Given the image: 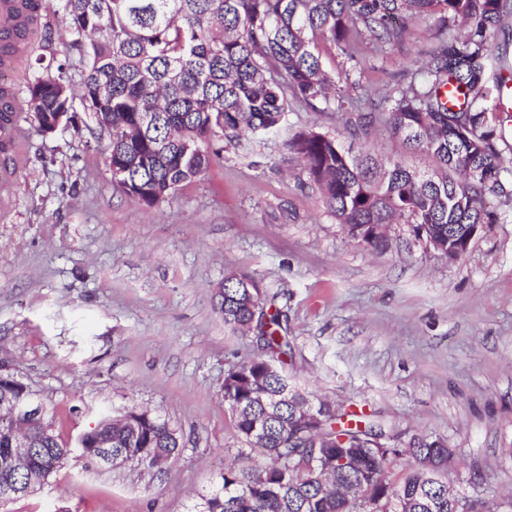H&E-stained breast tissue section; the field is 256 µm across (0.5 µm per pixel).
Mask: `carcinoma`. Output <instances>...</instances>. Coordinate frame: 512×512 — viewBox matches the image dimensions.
<instances>
[{"instance_id": "cac0c4a2", "label": "carcinoma", "mask_w": 512, "mask_h": 512, "mask_svg": "<svg viewBox=\"0 0 512 512\" xmlns=\"http://www.w3.org/2000/svg\"><path fill=\"white\" fill-rule=\"evenodd\" d=\"M73 34L87 40L81 93L49 74L28 85L27 106L47 123L75 111L80 100L100 127L112 125V167L137 169L118 183L147 207L173 197L209 166L213 142L269 136L282 127L295 102L320 112L357 113L353 134L377 124L411 150L431 155L435 168L395 162L383 168L353 154L338 136L294 135L288 150L301 160L326 209L354 240L388 248V224H406L414 239L448 255V238L463 239L470 224H497L485 209L493 195L512 206V160H504V122L512 121V56L508 19L512 0H65ZM434 24V45L415 69L405 70L385 93L353 97L366 52L404 44L410 23ZM343 59L334 75L320 44ZM17 120L8 91L0 89V124ZM224 325L252 330L261 354L224 377V403L244 441L261 451L250 469L228 467L190 512H455L448 492L425 489L413 465L392 485L385 468L390 447L377 456L366 442L386 435L380 424L352 421L355 413L313 398L283 371L287 328L267 314L257 292L241 279H224L215 293ZM302 408L319 413L309 429L296 421ZM132 422L102 421L97 435L115 456L174 458L180 437L169 424L137 408ZM45 414L26 425L38 476L49 478L66 446ZM431 441L413 435L405 446L417 460ZM8 444L0 435V491L7 501L35 493L31 472H5ZM340 455L352 464L340 472L347 490L364 485L375 507L322 487L313 453Z\"/></svg>"}]
</instances>
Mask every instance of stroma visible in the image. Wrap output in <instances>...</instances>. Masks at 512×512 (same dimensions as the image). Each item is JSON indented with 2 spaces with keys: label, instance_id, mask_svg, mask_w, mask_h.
Here are the masks:
<instances>
[{
  "label": "stroma",
  "instance_id": "1",
  "mask_svg": "<svg viewBox=\"0 0 512 512\" xmlns=\"http://www.w3.org/2000/svg\"><path fill=\"white\" fill-rule=\"evenodd\" d=\"M38 2L26 66L0 71L20 99L42 74L76 87L86 71L64 0ZM434 40L423 24L403 47L368 55L362 89L382 90ZM346 119L293 108L278 135L225 146L150 208L114 186L110 138L91 116L45 135L21 114V168L0 188V359L63 441L135 406L167 421L182 447L161 478L72 452L43 489L0 512H189L228 464H254L224 404L225 376L260 352L215 305L231 275L255 279L286 315L295 386L353 407L396 441L443 439L459 492L495 512L512 507V208L487 198L502 223L453 263L403 224L372 251L337 224L285 145L302 131H345ZM370 141L380 163L433 165L383 125Z\"/></svg>",
  "mask_w": 512,
  "mask_h": 512
}]
</instances>
